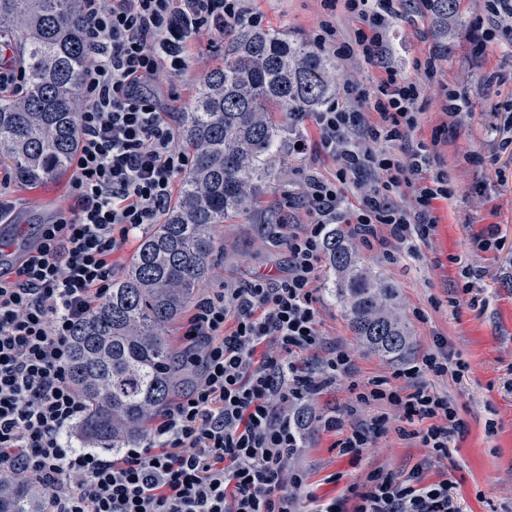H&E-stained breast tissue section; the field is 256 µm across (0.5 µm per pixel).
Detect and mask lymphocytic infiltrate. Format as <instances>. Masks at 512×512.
I'll list each match as a JSON object with an SVG mask.
<instances>
[{
	"mask_svg": "<svg viewBox=\"0 0 512 512\" xmlns=\"http://www.w3.org/2000/svg\"><path fill=\"white\" fill-rule=\"evenodd\" d=\"M243 2L82 0L89 65L71 202L40 224L36 255L0 267V477L41 486L42 512H297L306 477L288 468L300 440L289 412L352 366L345 349H324L319 328L314 293L325 226L346 211L363 240L393 242L413 256L412 235L438 224L434 203L451 195L443 175L424 176L427 146L414 138L436 59L418 60L424 78L412 81L388 55L400 0H327L361 26L348 37L328 17L313 43L343 62L361 57L381 76L370 92L340 81L335 100L308 115L319 133L315 147L334 158L336 177H304L298 200L311 222L289 235L285 274L199 297L186 351L201 364V378L146 440L112 457L74 446L69 434L86 405L70 382L72 331L107 297L113 254L134 231L158 223L190 164L174 114L154 90L184 70L188 39L223 34L225 23L243 18ZM365 172L377 185L345 209L342 186ZM308 352L314 358L305 373L296 357ZM462 368L447 352L425 354L403 372L416 380L414 392L368 381L347 415L388 403L407 423L401 437L447 455L462 422L448 396L423 379L455 377ZM349 493L352 505L333 500L307 512H452L447 481H424L417 470L404 482L370 474Z\"/></svg>",
	"mask_w": 512,
	"mask_h": 512,
	"instance_id": "1",
	"label": "lymphocytic infiltrate"
}]
</instances>
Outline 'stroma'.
Returning a JSON list of instances; mask_svg holds the SVG:
<instances>
[{"label":"stroma","mask_w":512,"mask_h":512,"mask_svg":"<svg viewBox=\"0 0 512 512\" xmlns=\"http://www.w3.org/2000/svg\"><path fill=\"white\" fill-rule=\"evenodd\" d=\"M465 21L450 43L447 55L436 53L432 18L420 0H404L388 40L392 65L410 80L418 79L415 59L437 57L436 93L420 101L418 138L430 145L429 174L443 173L452 190L435 201L439 222L420 253H396L386 259L380 247L359 245L363 264L378 271L395 288L400 312L412 337L414 352L388 359L360 347L337 301L327 297L317 281V303L325 347L337 346L352 355L351 376L341 378L320 394L310 407L319 416L344 413L351 381L378 377L418 363L436 351L438 339L465 368L460 378H431L433 388L448 394L464 422L452 441L448 457L440 458L418 441L403 439L394 428L377 435L375 447L353 458L339 455L336 433L321 429L307 435L289 463L303 472L304 493L330 501L344 497L349 485L375 471L404 480L422 468L427 480L448 476L456 512H512V44L485 38L492 25L483 0H462ZM247 15L264 28L288 37L310 40L325 9L322 0H246ZM483 41L484 52L471 57L472 42ZM220 45L208 38L189 40L187 67L165 90L174 111H186L206 72L218 61ZM465 96V112L446 110L448 92ZM294 125H286L282 157L259 208L286 210L287 224L279 235L266 237L257 224H224L218 235L224 253L216 257L206 281H244L253 275L280 276L286 267V239L296 225L308 223L305 211L288 205L286 190L307 172L326 179L336 175L335 160L323 153L294 152ZM69 178L39 187L16 183L0 166V192L14 203V221L36 226L68 200ZM495 237H488V228Z\"/></svg>","instance_id":"obj_1"}]
</instances>
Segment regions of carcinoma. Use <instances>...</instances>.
<instances>
[{"label": "carcinoma", "instance_id": "obj_1", "mask_svg": "<svg viewBox=\"0 0 512 512\" xmlns=\"http://www.w3.org/2000/svg\"><path fill=\"white\" fill-rule=\"evenodd\" d=\"M461 0H428L435 38L448 52V21ZM19 48L23 91L0 95V165L23 186L61 179L80 140L77 113L88 56L81 0H0V35ZM224 54L179 118L192 161L177 201L143 237L106 299L71 337V383L87 412L78 433L114 452L141 442L186 379L166 328L198 296L224 242L218 225L252 213L281 132L297 112H316L336 89V60L243 19L224 26ZM288 215L269 210L274 236ZM322 247L328 293L368 349L401 358L413 350L396 315V291L367 269L352 239L329 224ZM45 493L5 479L0 512H41Z\"/></svg>", "mask_w": 512, "mask_h": 512}]
</instances>
